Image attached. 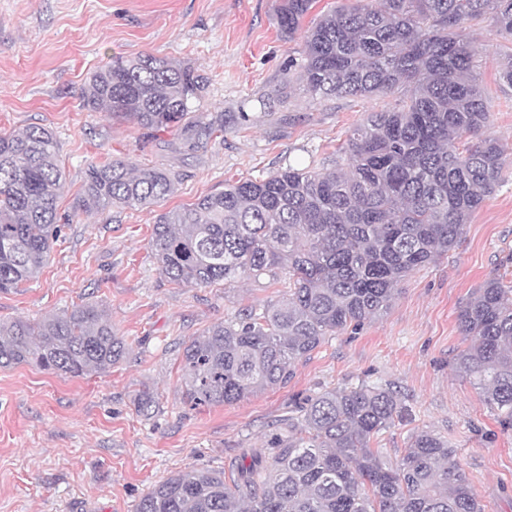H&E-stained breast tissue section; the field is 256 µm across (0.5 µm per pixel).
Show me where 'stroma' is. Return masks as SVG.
<instances>
[{
	"instance_id": "obj_1",
	"label": "stroma",
	"mask_w": 512,
	"mask_h": 512,
	"mask_svg": "<svg viewBox=\"0 0 512 512\" xmlns=\"http://www.w3.org/2000/svg\"><path fill=\"white\" fill-rule=\"evenodd\" d=\"M278 0H0V133L37 125L54 132L71 190L70 216L39 276L0 294V321L32 322L92 301L129 347L126 359L90 378H61L29 365L0 369V512H135L158 482L195 465L220 471L240 449L259 447L290 404L323 387L389 383L406 417L375 445L398 461L429 429L457 448L486 512H512V428L454 368L463 347L457 312L485 283L512 281V37L490 21L468 27L474 74L491 113L488 134L504 147L501 182L457 244L408 274L389 309L359 333L327 337L296 363L288 386L197 409L182 391L186 342L251 303L287 290L269 277L209 287L176 284L152 258L158 213L225 184L288 167L332 166L350 131L406 96L321 99L298 80L300 41H285ZM184 62L205 79L201 121L224 118V135L190 146L83 106L91 73L115 57ZM125 159L177 170L167 200L85 214L73 191L88 164ZM160 410H136L142 392Z\"/></svg>"
}]
</instances>
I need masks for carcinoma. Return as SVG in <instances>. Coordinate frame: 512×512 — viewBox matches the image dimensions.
<instances>
[{
    "mask_svg": "<svg viewBox=\"0 0 512 512\" xmlns=\"http://www.w3.org/2000/svg\"><path fill=\"white\" fill-rule=\"evenodd\" d=\"M315 0H281L277 23L291 42ZM491 14L512 34V0H379L340 6L303 35L298 78L321 98L384 96L348 139L346 163L288 166L238 181L157 215L151 253L177 284L207 287L288 274L277 303L251 304L183 349V402L233 404L284 387L296 362L328 336L384 313L401 280L448 252L501 180L504 150L492 136L463 25ZM205 79L168 58H116L93 73L83 106L194 144L224 133L191 101ZM180 174L115 159L90 164L75 209L151 206ZM66 191L56 136L40 126L0 134V293L38 277L58 239ZM465 347L456 368L512 426V285L492 279L462 306ZM128 354L93 304L30 323L0 322V367L29 364L83 378ZM399 392L382 384L321 388L293 404L258 448L228 471L196 466L148 490L135 512H485L457 449L431 430L411 437L394 463L372 447L402 419Z\"/></svg>",
    "mask_w": 512,
    "mask_h": 512,
    "instance_id": "obj_1",
    "label": "carcinoma"
}]
</instances>
